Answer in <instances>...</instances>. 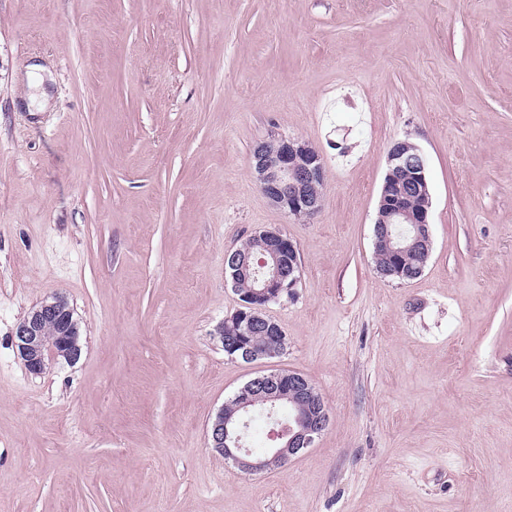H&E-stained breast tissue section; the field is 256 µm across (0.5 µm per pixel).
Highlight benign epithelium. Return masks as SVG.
Segmentation results:
<instances>
[{
  "instance_id": "obj_1",
  "label": "benign epithelium",
  "mask_w": 512,
  "mask_h": 512,
  "mask_svg": "<svg viewBox=\"0 0 512 512\" xmlns=\"http://www.w3.org/2000/svg\"><path fill=\"white\" fill-rule=\"evenodd\" d=\"M253 167L263 194L278 208L294 217L312 216L322 206L315 186L324 180L320 153L308 144L292 138L271 137L252 152ZM420 197L425 204L412 208L407 201ZM431 207L427 162L421 150L404 140L394 143L387 156L374 225V246H384L396 254L407 250L430 252L429 209ZM386 224H411L415 235L396 240L384 228ZM273 264L266 271L251 269L248 259L227 253L224 261L232 282L253 276L254 287L241 295V308L224 319L217 335L228 352L247 362L274 358L281 351L251 340L264 335L282 336L284 331L264 314V308L290 296L301 275L298 248L275 230L259 233ZM54 325L56 335H45V327ZM15 347L27 370L40 374L49 362L62 358L76 361L81 355L73 309L67 300L56 296L31 311L15 327ZM233 412H219L212 421L210 447L246 474L274 471L291 458L312 447L328 427L330 418L325 402L315 386L303 374L293 370H275L250 379L235 395ZM258 405L287 407L288 422L271 429L272 446L262 456L247 448L243 433L247 416Z\"/></svg>"
}]
</instances>
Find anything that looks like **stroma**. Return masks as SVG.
I'll use <instances>...</instances> for the list:
<instances>
[{
  "mask_svg": "<svg viewBox=\"0 0 512 512\" xmlns=\"http://www.w3.org/2000/svg\"><path fill=\"white\" fill-rule=\"evenodd\" d=\"M274 135L324 159L314 217L256 182ZM402 139L432 237L405 282L373 239ZM268 228L301 279L245 363L224 255ZM58 295L82 354L33 375L12 332ZM280 368L330 425L242 473L207 427ZM0 512H512V0H0Z\"/></svg>",
  "mask_w": 512,
  "mask_h": 512,
  "instance_id": "stroma-1",
  "label": "stroma"
}]
</instances>
